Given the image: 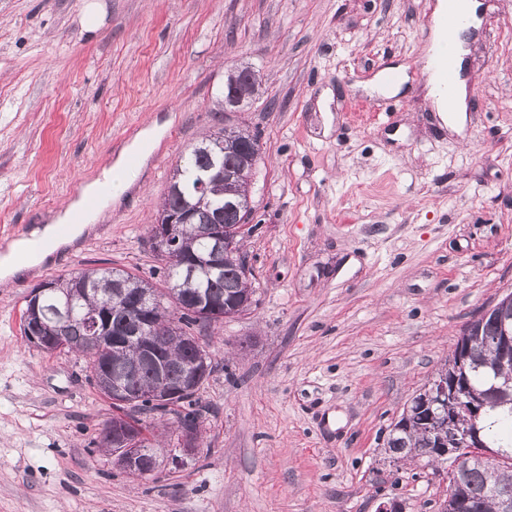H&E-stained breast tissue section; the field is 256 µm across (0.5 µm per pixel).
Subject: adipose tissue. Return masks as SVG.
Segmentation results:
<instances>
[{"label": "adipose tissue", "instance_id": "adipose-tissue-1", "mask_svg": "<svg viewBox=\"0 0 512 512\" xmlns=\"http://www.w3.org/2000/svg\"><path fill=\"white\" fill-rule=\"evenodd\" d=\"M426 95L432 101L437 112H440L451 129L463 131L467 122L469 105L468 92L464 77H457L451 91L442 90L435 75H428ZM134 176L125 166L124 159H117L114 166L104 172L102 178L88 182L85 194L96 196L98 208L89 213V220H97L100 212L111 205L130 188ZM70 210H63L55 223L46 225L39 236L33 239H21L11 244L8 253L0 255V282L6 283L21 274L40 267L59 249L72 244L79 238L84 225L71 224Z\"/></svg>", "mask_w": 512, "mask_h": 512}]
</instances>
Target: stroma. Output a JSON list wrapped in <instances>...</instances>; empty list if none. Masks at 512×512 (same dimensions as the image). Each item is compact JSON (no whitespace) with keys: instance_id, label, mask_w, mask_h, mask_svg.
<instances>
[{"instance_id":"obj_1","label":"stroma","mask_w":512,"mask_h":512,"mask_svg":"<svg viewBox=\"0 0 512 512\" xmlns=\"http://www.w3.org/2000/svg\"><path fill=\"white\" fill-rule=\"evenodd\" d=\"M90 2L0 0V241L161 135L74 246L0 284V512H436L441 476L383 448L466 323L512 292V0H482L461 135L424 89L435 0H98L88 32ZM235 66L258 93L227 112ZM394 66L406 88L372 94ZM242 126L262 155L244 239L256 302L199 334L205 448L135 478L95 446L112 409L84 358L22 335L25 298L86 266L150 277L174 168Z\"/></svg>"}]
</instances>
